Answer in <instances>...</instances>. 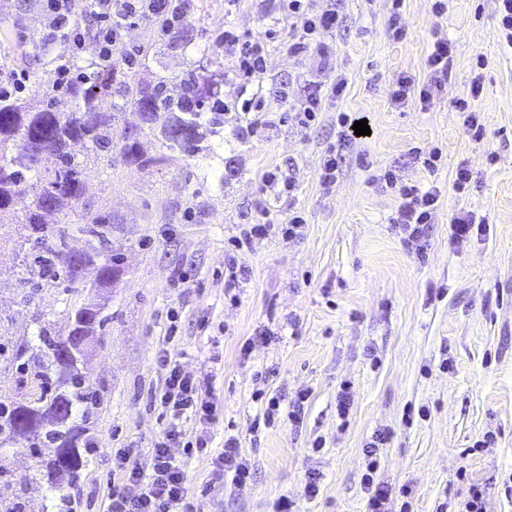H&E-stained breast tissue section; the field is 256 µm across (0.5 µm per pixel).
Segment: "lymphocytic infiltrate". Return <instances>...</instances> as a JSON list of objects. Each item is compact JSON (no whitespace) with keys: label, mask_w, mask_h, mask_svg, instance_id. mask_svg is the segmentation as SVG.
<instances>
[{"label":"lymphocytic infiltrate","mask_w":512,"mask_h":512,"mask_svg":"<svg viewBox=\"0 0 512 512\" xmlns=\"http://www.w3.org/2000/svg\"><path fill=\"white\" fill-rule=\"evenodd\" d=\"M172 0H39L42 37L45 41L62 39L68 45V59L57 66L52 84L53 91L66 89L82 72L76 62L82 57L87 43L97 49L92 67L105 66L121 59L133 65V52L124 50L123 34L134 20L145 16L163 18L159 29L161 38H177L184 19L193 8L194 0H179V8H172ZM83 6L93 19L92 27H85L73 18L76 6ZM289 15H305L306 21L299 35L289 37L284 47L288 54H313L328 60L329 50L322 40L324 34L336 30L340 14L336 6L319 13H310L307 0H287ZM277 32L268 29L263 37L247 38L233 30H225L224 43L237 59V77L242 85H250L264 71L268 42L275 40ZM452 45L446 37L434 38L425 60L427 76L423 81L401 76L391 89L394 103L417 102L420 107L430 106L448 84L449 61ZM387 184L396 186L401 202L392 219L407 239L422 246L429 224L433 223L440 191L431 186L421 188L415 184L399 183L392 171H385ZM159 362L166 372L164 391L160 403L169 413L162 437L149 452L138 448H120L112 455V472L116 482L107 491L105 512H199L190 501L185 465L171 455L170 450L181 444L189 420L210 422L214 409L206 397L210 375H187L180 363L167 356ZM213 474L218 479H230L241 486L251 480L252 464L244 456L235 437L224 441V449L213 461Z\"/></svg>","instance_id":"1"}]
</instances>
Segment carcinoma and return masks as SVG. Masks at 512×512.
Masks as SVG:
<instances>
[{"label":"carcinoma","mask_w":512,"mask_h":512,"mask_svg":"<svg viewBox=\"0 0 512 512\" xmlns=\"http://www.w3.org/2000/svg\"><path fill=\"white\" fill-rule=\"evenodd\" d=\"M123 77L124 71L115 63L71 84L66 94L76 110L68 114L49 105L35 107L23 105L15 97L0 98V225L22 224L28 229L25 240L16 244L25 267H38L42 276L61 275L72 286L77 284L78 268L65 253L66 228L41 221L40 211L53 208L55 193L67 195L75 203L81 201L86 193L84 165L100 152L114 150L123 164L149 170L163 165L168 151L194 156L199 151L196 143L220 136L224 124V101L203 74H186L175 91L163 80L131 84ZM116 93L122 94L124 105L135 109L141 132L160 131L163 152L146 154L140 140L122 138L117 129L119 105L112 101ZM77 146L85 150L82 160L74 153ZM32 177L36 180L35 200L31 209L20 214L14 209L13 197L17 187ZM82 221L83 226L97 229L101 240H108L110 215L86 210ZM97 257L103 259L99 283L116 281L112 273L119 271V254L107 247L94 257L86 256L85 261L93 263ZM42 340L47 360L30 373L41 392L33 411L51 412L53 426L36 429L30 451L36 455L38 448L48 444L66 449V472L74 479L87 465L78 447L84 429L73 422L74 410L79 404H97L98 396L78 373L68 384L54 383L51 365L59 351L58 337L44 332ZM15 416L14 404L0 401V444L11 438Z\"/></svg>","instance_id":"obj_1"}]
</instances>
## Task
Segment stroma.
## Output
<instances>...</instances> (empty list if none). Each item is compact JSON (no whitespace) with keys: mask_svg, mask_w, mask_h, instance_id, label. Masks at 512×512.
Wrapping results in <instances>:
<instances>
[{"mask_svg":"<svg viewBox=\"0 0 512 512\" xmlns=\"http://www.w3.org/2000/svg\"><path fill=\"white\" fill-rule=\"evenodd\" d=\"M432 2L338 0L342 23L324 38L325 70L282 47L303 21L273 0H195L188 42H161L151 16L129 29L126 47L144 54L128 82L173 85L198 63L221 67L224 141L205 140L195 156L173 155L157 170L106 152L88 162L83 202L111 215L122 246L124 273L113 285L96 287L93 269L75 286L28 275L14 243H0V400L22 396L15 352L43 355L39 331L62 334L66 313L89 301L108 318L87 361L100 398L84 423L93 444L87 466L75 480L25 484L36 460L25 439H14L0 447V464L13 473L0 479V501L21 503L22 512H103L113 452L150 448L165 427L153 406L165 353L189 373L214 375L217 420L206 428L207 453L174 451L187 462L203 512H274L284 496L296 512H368L363 448L380 428L390 431L376 474L392 491L389 512H402L406 501L409 512H458L474 487L485 512H512V47L499 39L495 0H444L440 14ZM396 10L398 36L389 28ZM227 28L255 38L279 31L264 73L245 89L224 46ZM438 32L453 45L447 93L425 110L392 103L389 89L401 75L425 77ZM65 53L63 43L45 44L36 4L0 0V65L27 72L23 102L72 112L70 98L48 92ZM339 78L343 94L324 98L315 123L300 127L294 101ZM477 79L483 90L473 99ZM246 93L265 112L252 136L242 132ZM461 98L479 114L481 137L467 131ZM343 112L367 120L369 134L341 130ZM334 146L342 162L326 189L320 166ZM417 150L441 151L439 169L426 171ZM463 162L472 180L459 193L452 183ZM385 169L440 190L424 256L389 222L400 197L380 181ZM263 206L274 229L233 249L240 226L257 222ZM461 210L486 216L489 234L454 243L450 220ZM296 214L304 219L300 235L282 239L278 225ZM231 256L244 269L233 291L224 284ZM251 337L256 343L243 354ZM345 382L352 408L343 421L336 393ZM302 394L301 418L290 421L286 413ZM270 398L281 413L268 425ZM487 433L494 444L476 450ZM229 435L252 463L244 486L212 479L211 460ZM313 470L322 480L311 497L304 485Z\"/></svg>","mask_w":512,"mask_h":512,"instance_id":"stroma-1","label":"stroma"}]
</instances>
